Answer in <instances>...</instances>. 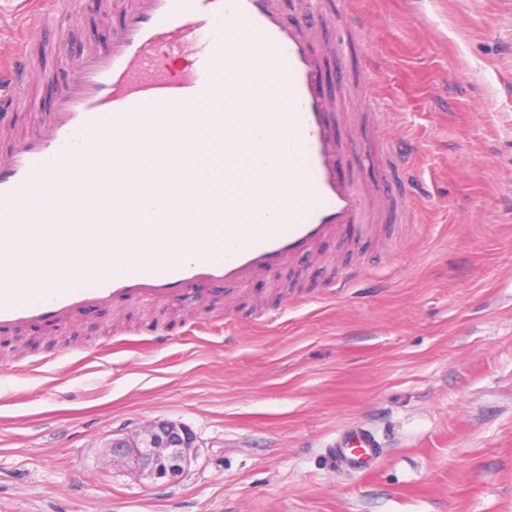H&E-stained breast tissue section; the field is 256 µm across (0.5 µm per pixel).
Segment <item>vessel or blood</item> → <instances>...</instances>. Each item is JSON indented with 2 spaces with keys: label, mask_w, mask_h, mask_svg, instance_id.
Instances as JSON below:
<instances>
[{
  "label": "vessel or blood",
  "mask_w": 512,
  "mask_h": 512,
  "mask_svg": "<svg viewBox=\"0 0 512 512\" xmlns=\"http://www.w3.org/2000/svg\"><path fill=\"white\" fill-rule=\"evenodd\" d=\"M62 7V0H29L25 37L0 56L1 104L18 106L34 50L56 29ZM323 12L322 0H306L300 21L290 24L281 0H132L119 11H103L102 19L117 21L110 42L76 57L49 117L0 154V333L63 324L117 301L185 305L202 282L237 291L257 274L298 266L350 226H366L370 198L402 196L411 153L398 144L389 149L387 178L370 191L342 172L349 144L337 133L336 104L322 86L324 61L313 49ZM188 51L192 63L177 66ZM244 57L281 111H241L252 91L232 75ZM191 105L199 111L190 118ZM215 112L223 113V127L213 125ZM107 120L116 128H135V151L158 144L163 121L181 125L199 148L245 127L276 138L277 153L290 167L284 172L275 161L255 159L266 180L245 202L217 204L219 179L192 186L187 199L207 207V222L183 225L179 247L154 254L145 266L135 250L115 248L111 272L90 289L58 260L27 266L18 262L16 250L24 224L128 223V210L104 208L101 184L87 177L111 152L103 137ZM64 177L75 185L78 203L40 204L44 191ZM278 199L288 204V223L278 221ZM246 224L260 225V233L243 236ZM44 281L50 289H41ZM378 447L375 434L362 429L331 454L336 463L368 473Z\"/></svg>",
  "instance_id": "1"
}]
</instances>
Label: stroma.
I'll return each mask as SVG.
<instances>
[{"mask_svg": "<svg viewBox=\"0 0 512 512\" xmlns=\"http://www.w3.org/2000/svg\"><path fill=\"white\" fill-rule=\"evenodd\" d=\"M361 43L331 53L324 88L373 66L342 138L415 151L384 236L328 242L313 268L257 276L192 307L100 308L0 335V512H512V0H338ZM100 0L49 36L46 110L83 49L105 43ZM365 257L349 287L331 269ZM156 419L193 430L181 480L144 485L103 464L114 433ZM376 431L368 476L329 466L349 428Z\"/></svg>", "mask_w": 512, "mask_h": 512, "instance_id": "35a3bbf8", "label": "stroma"}]
</instances>
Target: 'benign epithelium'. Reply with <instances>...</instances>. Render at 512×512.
<instances>
[{
  "mask_svg": "<svg viewBox=\"0 0 512 512\" xmlns=\"http://www.w3.org/2000/svg\"><path fill=\"white\" fill-rule=\"evenodd\" d=\"M103 448L114 467H125L151 483H174L188 470L198 445L188 426L159 419L134 434L112 435Z\"/></svg>",
  "mask_w": 512,
  "mask_h": 512,
  "instance_id": "1",
  "label": "benign epithelium"
}]
</instances>
